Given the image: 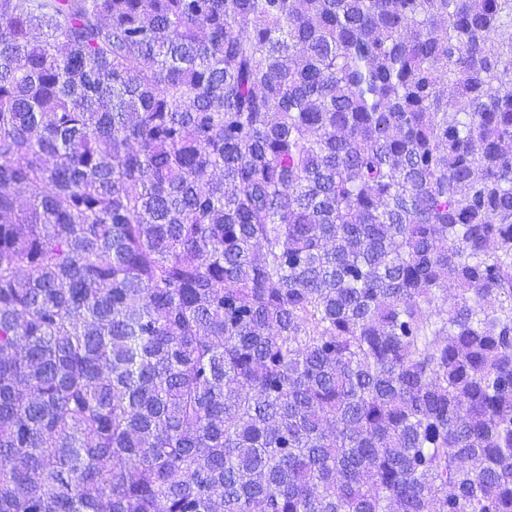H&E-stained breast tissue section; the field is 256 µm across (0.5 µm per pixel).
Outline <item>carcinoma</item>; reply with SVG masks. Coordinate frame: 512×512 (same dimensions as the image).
<instances>
[{"label": "carcinoma", "instance_id": "obj_1", "mask_svg": "<svg viewBox=\"0 0 512 512\" xmlns=\"http://www.w3.org/2000/svg\"><path fill=\"white\" fill-rule=\"evenodd\" d=\"M0 512H512V0H0Z\"/></svg>", "mask_w": 512, "mask_h": 512}]
</instances>
